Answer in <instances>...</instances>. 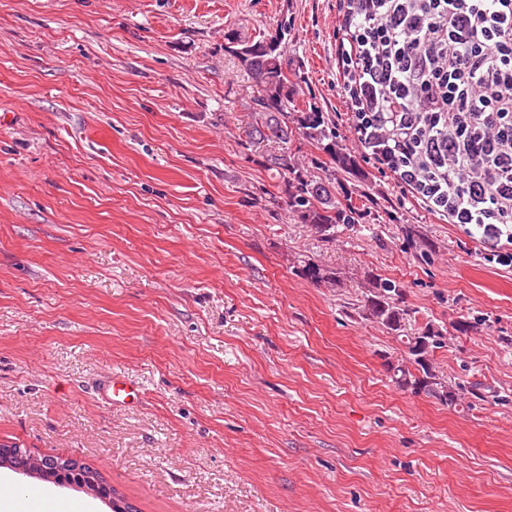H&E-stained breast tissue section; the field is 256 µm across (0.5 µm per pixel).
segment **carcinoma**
Instances as JSON below:
<instances>
[{
    "label": "carcinoma",
    "instance_id": "carcinoma-1",
    "mask_svg": "<svg viewBox=\"0 0 512 512\" xmlns=\"http://www.w3.org/2000/svg\"><path fill=\"white\" fill-rule=\"evenodd\" d=\"M288 27L282 26L275 34L256 39L238 30L224 33V53L235 58L251 80L255 95L250 99L249 136L256 144L283 143L299 135L320 145V149L341 170L356 179L362 172L349 154L339 147L336 126L320 112L318 107L305 108L297 105L296 83L288 76L285 67L284 38ZM268 166L284 179L287 204L291 213L303 224L310 225L322 242L330 244L336 240V229L345 225L353 227L369 217L368 211L353 205L352 200H336V186L331 179H314L306 169L300 167L286 152L266 156ZM295 274L315 285L336 284L338 272L324 267L311 259L301 261ZM363 304L358 306V315L365 320L380 324L396 335L404 347L401 359L397 360L391 381L401 390L412 394L434 397L451 408L462 405V394L466 387L448 382V397H443L431 386V379L439 376L435 369V352L445 348V343L430 345L424 352L419 348V338L430 335L431 323L411 328L413 311L403 307V288L394 280L376 274L366 277ZM43 469L35 479L53 483L74 484L78 488L90 487L95 482L99 488L98 498L109 503L111 512H137L128 501L119 495L100 474L75 459L53 456L41 457Z\"/></svg>",
    "mask_w": 512,
    "mask_h": 512
}]
</instances>
